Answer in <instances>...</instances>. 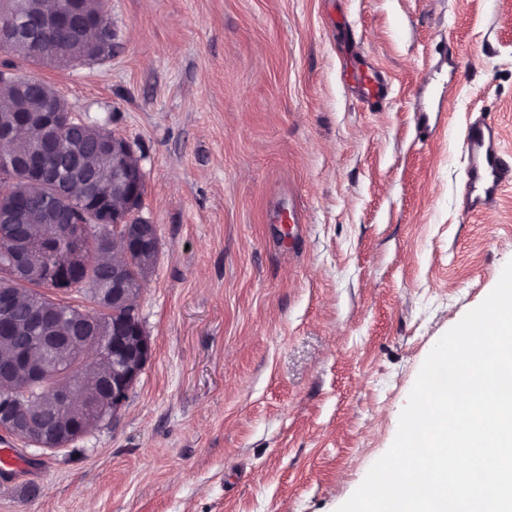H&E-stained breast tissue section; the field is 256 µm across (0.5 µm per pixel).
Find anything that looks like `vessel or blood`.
<instances>
[{
	"mask_svg": "<svg viewBox=\"0 0 512 512\" xmlns=\"http://www.w3.org/2000/svg\"><path fill=\"white\" fill-rule=\"evenodd\" d=\"M354 81L364 91L363 99L371 108L380 107L388 96V82L374 68L357 71ZM467 159L462 189L463 216L472 220L490 210L503 190L512 186V163L504 157L499 125L487 114L473 118L462 138Z\"/></svg>",
	"mask_w": 512,
	"mask_h": 512,
	"instance_id": "1",
	"label": "vessel or blood"
}]
</instances>
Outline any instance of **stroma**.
Returning <instances> with one entry per match:
<instances>
[{"label":"stroma","mask_w":512,"mask_h":512,"mask_svg":"<svg viewBox=\"0 0 512 512\" xmlns=\"http://www.w3.org/2000/svg\"><path fill=\"white\" fill-rule=\"evenodd\" d=\"M112 56L0 55L139 159L152 357L69 449L10 440L0 512H336L440 337L512 260V187L461 216L477 113L512 151V0H108ZM371 53L379 111L351 74ZM451 82L421 142L414 104Z\"/></svg>","instance_id":"35a3bbf8"}]
</instances>
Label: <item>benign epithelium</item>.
<instances>
[{"mask_svg":"<svg viewBox=\"0 0 512 512\" xmlns=\"http://www.w3.org/2000/svg\"><path fill=\"white\" fill-rule=\"evenodd\" d=\"M85 15L84 0H63L55 10L47 11L26 0L19 18L0 25V51H10L15 42L28 31L29 19H34L42 34L50 38L62 31L71 33V41H83L87 27L82 25ZM43 121L49 125L62 124L71 143L62 162H79L78 148L81 131L89 123L73 113L64 98L54 90L43 97ZM28 119L19 115L8 125L0 127V145L8 149L0 152V166L13 173H24L26 192L42 196L52 187L49 173L42 167L40 157L54 153L57 146L50 140L36 136L23 138L22 127ZM100 152L112 156V169L104 173L103 180L120 190L127 201L124 209L112 204L108 196H101L83 208L84 221L70 217L60 229L54 224L45 226V235L63 233L72 242L54 254L50 261L37 267L29 262L26 247H18L10 254L13 266L28 271V276L45 282L55 290L70 287V281L84 271L82 239L84 224L103 220L112 221L111 249H120L119 261L112 266V285L98 297L101 302L125 310V317L107 327L82 324L81 336H54L46 332L34 340L23 341L17 336V327L10 310L0 313L3 334L0 342L12 348L9 360L0 363V431L15 434L42 451L65 448L88 434L106 418L115 415L126 402L129 392L152 355L151 337L147 335L137 312V300L142 289L133 288L126 279V265L135 259L149 269L158 257V227L134 217L133 204L142 196L144 176L140 162L134 160L129 143L119 135L98 141ZM80 341L74 361L65 365L59 359L60 350ZM96 377V388L89 396L82 389L61 383L51 386L48 402L22 404L18 395L46 385L53 379ZM94 404L89 418L60 420L62 410L78 411Z\"/></svg>","mask_w":512,"mask_h":512,"instance_id":"benign-epithelium-1","label":"benign epithelium"}]
</instances>
